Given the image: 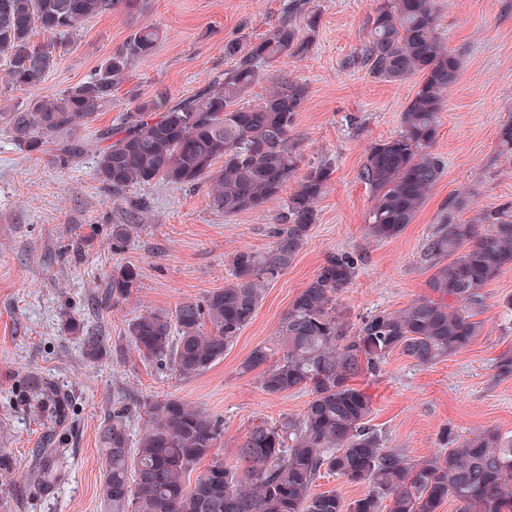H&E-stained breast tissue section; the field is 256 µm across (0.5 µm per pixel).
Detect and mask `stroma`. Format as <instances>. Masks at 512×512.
<instances>
[{"instance_id":"1","label":"stroma","mask_w":512,"mask_h":512,"mask_svg":"<svg viewBox=\"0 0 512 512\" xmlns=\"http://www.w3.org/2000/svg\"><path fill=\"white\" fill-rule=\"evenodd\" d=\"M284 3L146 0L138 16L113 12L84 23L42 83L16 90L0 82V106L45 98L84 81L137 27L155 25L164 32L155 55L131 67L108 106L81 131L84 152L73 164L56 165L51 146L26 154L0 129V512H107L101 430L114 405L132 408L153 396H176L220 415L224 440L217 453L234 462L254 424L305 411L309 393L267 395L260 370L245 373L241 365L259 345L269 348L272 360L282 357L281 319L328 253L358 259L356 279L337 297L355 325L430 296L431 272L419 252L443 215L470 224L480 211L512 204V155L497 147L499 125L512 120V0H436L438 31L462 61L432 146L445 170L413 223L383 241L369 232L372 197L358 173L372 144L401 131L417 81L386 82L349 65L367 39L373 0H313L322 22L310 52L267 67L247 96L250 104L262 102L285 74L308 87L295 126L303 164L329 163L334 169L316 207L312 238L209 370L182 380L141 358L128 340L131 321L147 311H173L183 300L223 287L235 251L271 246L270 230L284 203L227 217L205 189L160 180L113 197L94 176L103 147L97 132L157 94L174 102L205 87L231 66L225 41L266 36L285 20ZM461 195L468 198L465 209L449 212V203ZM139 201L145 207L138 236L113 246V225L128 223ZM124 266L137 269V287L124 298L107 297L113 271ZM485 293L483 331L467 349L426 365L396 351L380 373L363 377L373 397L369 424L385 447L417 462L447 447L452 437L488 428L512 435V372L499 368L503 356L512 357V329L504 328L501 307L512 296V266ZM67 314L100 334L99 359H88L65 331ZM35 374L64 385L74 403L72 424L57 430L63 454L51 462L39 452L47 429L25 402L27 380ZM45 470L51 481L38 480Z\"/></svg>"}]
</instances>
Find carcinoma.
I'll use <instances>...</instances> for the list:
<instances>
[{"label": "carcinoma", "instance_id": "1", "mask_svg": "<svg viewBox=\"0 0 512 512\" xmlns=\"http://www.w3.org/2000/svg\"><path fill=\"white\" fill-rule=\"evenodd\" d=\"M142 9L143 0H0L6 83L16 89L40 84L66 50L64 38L76 35L88 19ZM285 13L288 20L256 42H225L224 56L234 64L201 91L172 105L146 100L120 124L98 132L109 145L98 153L95 176L116 194L156 179L178 188L205 187L213 207L231 217L266 208L294 183L268 250H237L224 287L129 324V342L138 355L185 380L223 359L252 321L266 289L308 243L316 204L328 189L329 166L298 174L302 155L295 126L307 86L283 76L263 102L243 103L262 67L301 58L313 45L321 17L310 0H287ZM297 17L301 28L293 23ZM36 28L44 34L41 41L32 39ZM162 37L158 27L135 29L85 81L1 108L0 123L22 151L41 153L52 144L59 163L71 162L83 151L77 131L96 120L133 63L153 56ZM348 64L387 82L420 75L402 113V130L372 144L359 171L373 199L370 234L389 240L413 223L444 172V161L431 148L444 99L460 78L461 59L443 43L434 0H375L367 41ZM497 142L501 152L512 154V121L500 125ZM478 221L492 231L481 233L449 213L426 239L420 261L433 269L429 288L437 298L379 312L356 327L337 296L357 277L358 261L350 253L328 254L280 322L283 357L269 366V348L258 346L242 364L245 372L264 367L260 385L270 396L308 392L306 411L254 425L233 464L212 455L224 439V420L204 409L176 397L145 399L135 411L113 409L101 434L108 512H441L448 500L459 512H512L511 438L486 429L461 443L450 439L444 451L411 462L384 447L368 425L372 397L355 383L363 374L380 372L396 350L427 364L481 335L476 316L485 307L484 288L512 265V210H485ZM139 230L133 223L112 225L113 244H127ZM138 278L132 267L118 270L109 284L112 296L127 295ZM65 326L88 358L100 357L99 336L69 314ZM30 391V407L42 425L66 424L68 393L42 376L30 380ZM135 416L143 419L138 434L132 430ZM206 458L205 471L187 482ZM324 470L366 485L367 493L348 502L336 491L313 492Z\"/></svg>", "mask_w": 512, "mask_h": 512}]
</instances>
